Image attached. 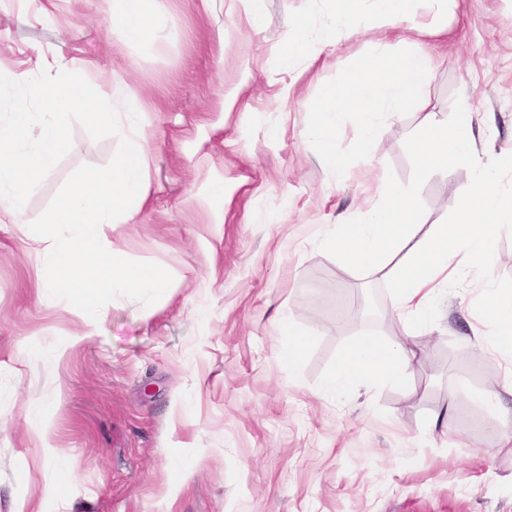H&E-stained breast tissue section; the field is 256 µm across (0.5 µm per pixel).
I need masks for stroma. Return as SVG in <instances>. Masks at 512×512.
I'll use <instances>...</instances> for the list:
<instances>
[{
    "label": "stroma",
    "mask_w": 512,
    "mask_h": 512,
    "mask_svg": "<svg viewBox=\"0 0 512 512\" xmlns=\"http://www.w3.org/2000/svg\"><path fill=\"white\" fill-rule=\"evenodd\" d=\"M174 24L151 43L117 50L104 0H52L48 13L0 0V69L36 53L85 61L93 83L131 73L153 154V196L115 244L172 277L166 296H106L94 327L44 291L27 235L84 172L122 149L92 117H77L53 171L26 207L25 229L0 217V512H512V420L475 402L504 392L512 356L469 343L462 279L438 299L406 386L328 383L343 349L362 337L407 339L392 285L349 267L323 245L327 224H350L376 179L412 191L422 225L455 218L471 173L458 164L423 177L412 146L413 103L382 115L360 143L358 116L337 117L345 176L322 164L307 108L319 90L378 54L409 45L355 33L305 73L280 112L267 99V62L288 18L328 20L330 0H267L265 30L216 32L223 10L169 0ZM424 87L445 125L471 103L476 149L512 190V0H456L448 39ZM264 99L248 154L235 153L238 113L221 101L243 71ZM239 187L212 221L197 192L209 172ZM287 205L286 223L269 222ZM285 312L308 343L282 360ZM448 429H432L438 414ZM44 437H37L38 428Z\"/></svg>",
    "instance_id": "obj_1"
}]
</instances>
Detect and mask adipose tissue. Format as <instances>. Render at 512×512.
<instances>
[{
    "instance_id": "ef3b65f1",
    "label": "adipose tissue",
    "mask_w": 512,
    "mask_h": 512,
    "mask_svg": "<svg viewBox=\"0 0 512 512\" xmlns=\"http://www.w3.org/2000/svg\"><path fill=\"white\" fill-rule=\"evenodd\" d=\"M167 0H106L112 17L115 46L152 40L167 14ZM448 0H334L331 22L315 26L289 19L282 30L267 82L280 106L298 92L301 76L322 55L332 53L355 32L376 24L398 40L446 33ZM434 68L432 55L417 50L399 56L378 55L368 60L354 79L323 86L311 103V121L326 144V165L334 171L336 117L351 109L359 115V139L369 141L381 115L382 96L392 103L415 102L422 110V134L413 144L423 174L447 172L454 163L472 170L470 184L457 196L458 224L431 225L419 233L411 191L380 183L375 198L350 232L340 226L326 230L323 240L343 252L354 267L392 277L393 308L411 329L425 328L440 294L455 281L482 274L498 255L495 239L512 234V200L499 187L495 171L486 167L474 146L469 99H461L456 125L444 130L429 112L421 90ZM246 86L224 95V109L239 113L235 143L249 149L259 109ZM88 115L107 132L123 139L111 163L84 174L43 221L63 228V235L29 237L27 245L42 271L46 286L59 291L68 306L87 325L102 314L100 298L128 291L149 298L163 297L168 274L132 260L117 247L118 227L133 223L151 195L149 172L153 155L144 130L139 93L120 74L90 93L87 70L75 62L39 60L33 67L0 74V212L20 217L39 181L54 168L73 119ZM480 315L486 330H474L482 348L512 352V307L500 306L496 290L486 287ZM416 353L409 342L385 344L361 338L342 352L331 379L333 391L360 385H400L408 377Z\"/></svg>"
}]
</instances>
